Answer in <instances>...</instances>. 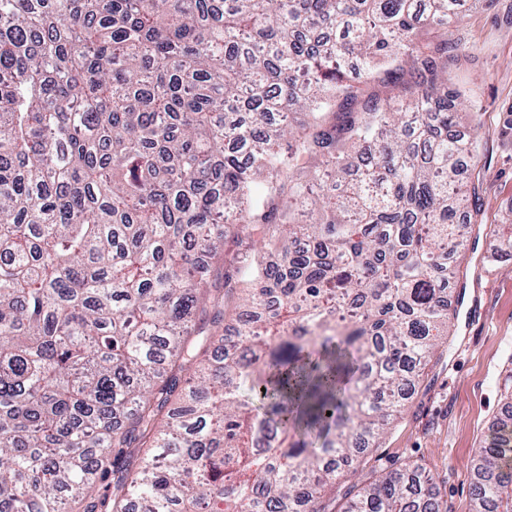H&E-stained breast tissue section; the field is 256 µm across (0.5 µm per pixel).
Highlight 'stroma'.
I'll return each mask as SVG.
<instances>
[{"instance_id": "obj_1", "label": "stroma", "mask_w": 512, "mask_h": 512, "mask_svg": "<svg viewBox=\"0 0 512 512\" xmlns=\"http://www.w3.org/2000/svg\"><path fill=\"white\" fill-rule=\"evenodd\" d=\"M461 36L464 56L448 78L472 104L461 132L477 145L482 185L463 274L448 289L460 307L379 447L337 488L336 512L350 487L409 463L423 467L448 512H472V460L508 410L500 384L512 355V0H477Z\"/></svg>"}]
</instances>
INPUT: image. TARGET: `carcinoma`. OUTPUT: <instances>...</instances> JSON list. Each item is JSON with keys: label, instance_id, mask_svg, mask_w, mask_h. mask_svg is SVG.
Returning a JSON list of instances; mask_svg holds the SVG:
<instances>
[{"label": "carcinoma", "instance_id": "1", "mask_svg": "<svg viewBox=\"0 0 512 512\" xmlns=\"http://www.w3.org/2000/svg\"><path fill=\"white\" fill-rule=\"evenodd\" d=\"M465 4L0 0V512H333L448 332ZM421 483L344 512H447Z\"/></svg>", "mask_w": 512, "mask_h": 512}]
</instances>
